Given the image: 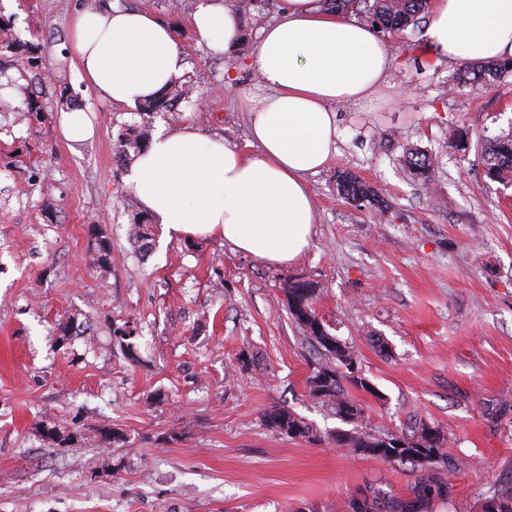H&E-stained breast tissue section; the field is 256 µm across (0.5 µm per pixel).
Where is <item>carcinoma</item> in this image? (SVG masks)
Returning a JSON list of instances; mask_svg holds the SVG:
<instances>
[{"label": "carcinoma", "instance_id": "carcinoma-1", "mask_svg": "<svg viewBox=\"0 0 512 512\" xmlns=\"http://www.w3.org/2000/svg\"><path fill=\"white\" fill-rule=\"evenodd\" d=\"M429 0H324L328 9L344 14H354L370 27H379L382 34H402L411 29L421 30L427 24ZM17 48V41L12 35L11 22L0 16V49L13 51ZM512 72V60L487 63H463L452 74L449 82L453 85H481L486 88L494 86L504 75ZM193 86L187 83L176 82L166 87L164 92L143 104L144 111L158 112L170 111L176 104L191 94ZM147 131L143 129L131 130L118 139V154H127L134 150H142L146 140ZM483 174L492 181H500L512 177V134L502 137L490 138L481 145L480 154ZM401 165L413 172L420 179L421 186L429 189L433 182V163L430 157L418 150L407 149L400 157ZM336 189L338 195L346 202L362 207L369 205L383 213L388 209L386 201L378 190L370 183L351 173L338 176ZM316 285L306 281H292L288 283V310L292 317L303 329L310 341H315L314 332L308 327L311 321L319 320L313 309V297ZM318 352L327 359L319 365L310 377L309 384L315 397L329 406L334 414L345 413L350 416L347 424L350 440L345 446L358 453L362 448H371L377 444L375 434L366 432L361 427L364 410L361 405L348 398L346 384L356 387H365V384L356 382L349 377L345 369L343 356L328 348H320ZM268 426L276 429L288 437H307L310 427L294 413L286 409H275L265 415ZM408 439L413 442H422L428 445L433 453V460L443 458L444 438L439 431L424 424L412 430ZM447 486L442 481L427 477L418 484V499L413 504L404 507L406 512H415L423 501L446 495Z\"/></svg>", "mask_w": 512, "mask_h": 512}]
</instances>
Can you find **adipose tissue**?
I'll use <instances>...</instances> for the list:
<instances>
[{"label":"adipose tissue","instance_id":"adipose-tissue-1","mask_svg":"<svg viewBox=\"0 0 512 512\" xmlns=\"http://www.w3.org/2000/svg\"><path fill=\"white\" fill-rule=\"evenodd\" d=\"M426 36L453 61L512 58V0H429ZM191 26L216 53L241 38L230 0H202ZM66 49L89 88L135 106L182 75L171 26L145 9L89 4L69 22ZM392 55L365 23L323 0H279L250 65L267 96L254 99L248 154L192 124L157 131L127 181L143 210L189 239H224L234 249L287 264L310 245L315 222L308 178L338 152L340 103H361L383 83Z\"/></svg>","mask_w":512,"mask_h":512}]
</instances>
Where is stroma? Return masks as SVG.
I'll list each match as a JSON object with an SVG mask.
<instances>
[{
    "mask_svg": "<svg viewBox=\"0 0 512 512\" xmlns=\"http://www.w3.org/2000/svg\"><path fill=\"white\" fill-rule=\"evenodd\" d=\"M77 2L0 0L19 44L0 62L26 58L32 42L54 75L13 70L14 94L0 96V512H354L364 501L393 512L427 475L448 495L426 512H482L512 491V186L488 180L476 153L512 133V74L452 89L456 65L427 37L410 52L389 40L385 83L338 106V152L308 179L311 246L277 266L217 238L166 234L126 182L133 156L116 151L124 129L187 123L246 148L250 100L266 92L249 60L277 0H231L243 37L219 55L183 0H112L174 28L194 94L154 113L87 89L64 47ZM412 82L418 93L404 94ZM64 87L94 112L85 142L60 134L52 94ZM31 91L49 94V110L16 122ZM458 126L471 132L464 157L449 141ZM407 148L432 155L431 189L399 163ZM343 171L376 186L387 213L340 198ZM294 280L316 284L317 315L371 385L348 389L364 428L424 424L446 438L430 470L334 442L342 422L308 383L320 355L288 310ZM71 317L88 335H63ZM129 326L132 341L115 335ZM278 408L311 435L268 427ZM51 425L61 443L44 437Z\"/></svg>",
    "mask_w": 512,
    "mask_h": 512,
    "instance_id": "35a3bbf8",
    "label": "stroma"
}]
</instances>
